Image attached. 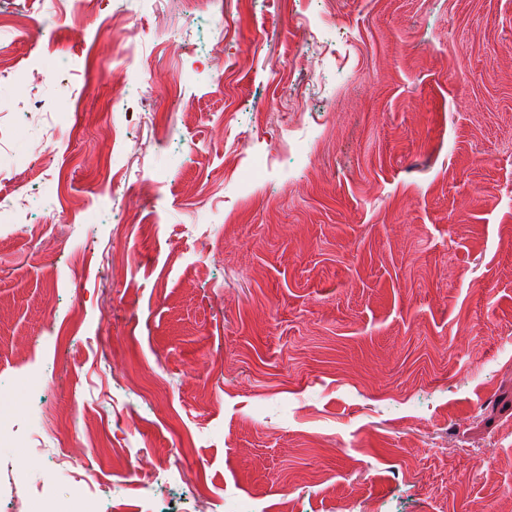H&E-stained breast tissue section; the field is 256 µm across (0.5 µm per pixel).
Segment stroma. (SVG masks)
Instances as JSON below:
<instances>
[{
	"mask_svg": "<svg viewBox=\"0 0 512 512\" xmlns=\"http://www.w3.org/2000/svg\"><path fill=\"white\" fill-rule=\"evenodd\" d=\"M111 15L133 63L104 45ZM219 20L217 82L199 62ZM0 43V206L22 211L0 223L19 434L0 470L19 491L512 512V0H0ZM42 407L72 412L81 466Z\"/></svg>",
	"mask_w": 512,
	"mask_h": 512,
	"instance_id": "35a3bbf8",
	"label": "stroma"
}]
</instances>
